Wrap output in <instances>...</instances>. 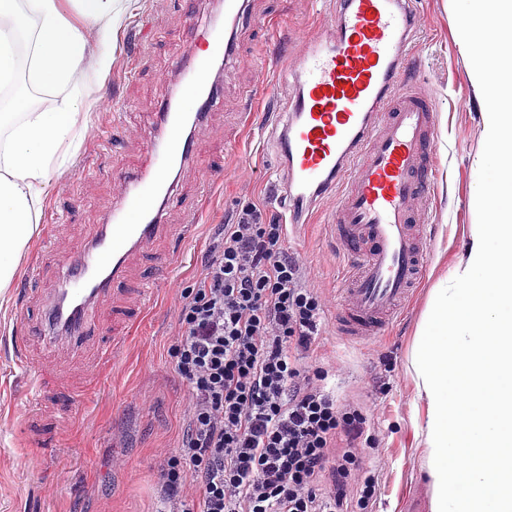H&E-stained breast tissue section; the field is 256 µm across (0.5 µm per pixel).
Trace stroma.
<instances>
[{
  "label": "stroma",
  "instance_id": "35a3bbf8",
  "mask_svg": "<svg viewBox=\"0 0 512 512\" xmlns=\"http://www.w3.org/2000/svg\"><path fill=\"white\" fill-rule=\"evenodd\" d=\"M116 8L121 17L112 37V70L102 82L86 74L84 87L97 108L62 173L52 176L38 218L39 226L56 225L53 244L62 254L86 244L120 198L122 174L144 165L145 146L155 135L151 119L176 89L173 50L194 40L195 26L213 23L224 4L117 0ZM415 8L420 29L412 81L428 89L442 133L433 192L418 216L429 238L428 260L411 301L384 335L341 336L336 317L344 259L330 230L335 196L320 199L310 222L289 229L286 241L322 298L319 346L303 359L332 370L330 386L364 408L378 436L369 463L380 472V494L367 512H410L413 501H431L414 428L424 405L415 394L410 354L432 288L458 263L470 226L483 221L477 191L484 181V108L459 40L466 12L460 0H416ZM335 13L336 0H249L219 103L196 129L197 152L177 175L180 203L164 212L165 223H183L201 184L215 180L195 238L182 248L174 273L163 277L155 303L103 382H93L87 353L59 347L44 359L50 378L79 391L78 414H63L49 398L27 407L11 341L24 272L0 296V512H169L159 465L177 451L193 403L169 353L181 293L199 280L225 225L249 210L266 224L287 215L273 172V133L286 103L280 77L302 42L320 34ZM132 65L136 74L126 76ZM105 136L115 139L114 147L101 148Z\"/></svg>",
  "mask_w": 512,
  "mask_h": 512
}]
</instances>
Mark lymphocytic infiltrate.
Returning a JSON list of instances; mask_svg holds the SVG:
<instances>
[{
  "instance_id": "1",
  "label": "lymphocytic infiltrate",
  "mask_w": 512,
  "mask_h": 512,
  "mask_svg": "<svg viewBox=\"0 0 512 512\" xmlns=\"http://www.w3.org/2000/svg\"><path fill=\"white\" fill-rule=\"evenodd\" d=\"M285 242V225L244 213L181 293L170 353L193 407L160 480L172 500L193 483L199 512H366L379 490L366 415L297 357L323 310Z\"/></svg>"
}]
</instances>
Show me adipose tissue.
<instances>
[{"label": "adipose tissue", "instance_id": "ef3b65f1", "mask_svg": "<svg viewBox=\"0 0 512 512\" xmlns=\"http://www.w3.org/2000/svg\"><path fill=\"white\" fill-rule=\"evenodd\" d=\"M61 0H0V86L20 73L54 87L79 85L86 72L105 79L119 22L115 0H74L81 25L66 21ZM462 46L479 91L503 101L484 113L490 175L478 201L487 215L472 225L449 281L431 291L411 369L425 416L416 426L432 479V512H512V54L492 53L479 31L491 16L512 18V0H470ZM95 38H88V31ZM96 101L84 93L44 112L0 113V291L9 288L31 242L51 174L65 164Z\"/></svg>", "mask_w": 512, "mask_h": 512}]
</instances>
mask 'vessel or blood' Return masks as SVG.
Segmentation results:
<instances>
[{"label":"vessel or blood","mask_w":512,"mask_h":512,"mask_svg":"<svg viewBox=\"0 0 512 512\" xmlns=\"http://www.w3.org/2000/svg\"><path fill=\"white\" fill-rule=\"evenodd\" d=\"M413 0H337L336 19L323 37L305 42L290 73V93L276 140L277 185L292 203L299 224L304 207L336 194L331 228L346 255L341 289V328L352 338L380 335L409 302L426 267L427 243L412 216L430 194L428 173L440 127L426 92L401 88L413 61L418 14ZM246 0H224L223 29L201 32L202 46L175 56L177 92L156 116L158 136L150 163L127 180L120 205L84 249L63 256L42 239L27 275L37 280L56 269L61 284L49 295V318L58 334L81 343L101 337L96 365L107 366L133 324L158 295L153 281L131 293L119 316L123 330L105 335L94 313L96 300L127 281L129 260L161 238L187 243L197 214L166 224L164 209L177 195L175 175L194 155V131L218 100L214 61L228 62ZM488 50L512 47V19L485 21ZM33 401L48 382L30 336L19 350Z\"/></svg>","instance_id":"b4317fda"}]
</instances>
